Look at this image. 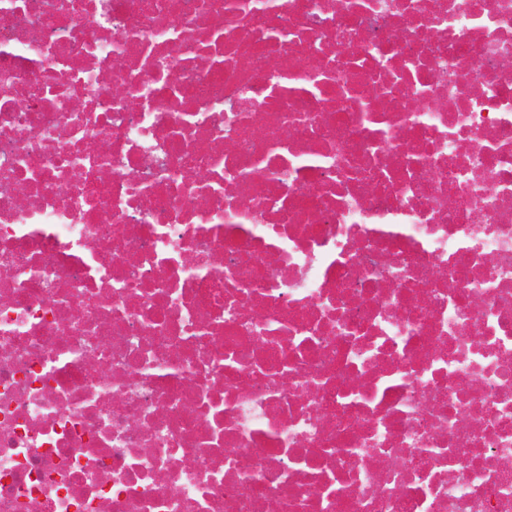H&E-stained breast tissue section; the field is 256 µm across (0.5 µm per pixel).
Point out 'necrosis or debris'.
<instances>
[{
  "mask_svg": "<svg viewBox=\"0 0 512 512\" xmlns=\"http://www.w3.org/2000/svg\"><path fill=\"white\" fill-rule=\"evenodd\" d=\"M0 512H512V0H0Z\"/></svg>",
  "mask_w": 512,
  "mask_h": 512,
  "instance_id": "4bbe7bcc",
  "label": "necrosis or debris"
}]
</instances>
